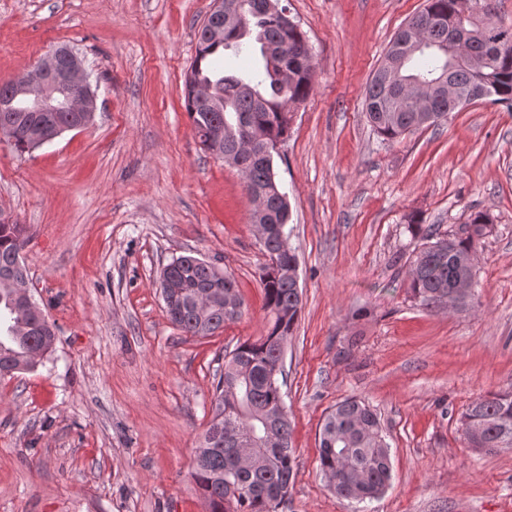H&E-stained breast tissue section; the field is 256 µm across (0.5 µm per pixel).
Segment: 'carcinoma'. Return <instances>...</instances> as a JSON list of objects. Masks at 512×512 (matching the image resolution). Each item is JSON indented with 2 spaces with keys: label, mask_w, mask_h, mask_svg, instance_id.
<instances>
[{
  "label": "carcinoma",
  "mask_w": 512,
  "mask_h": 512,
  "mask_svg": "<svg viewBox=\"0 0 512 512\" xmlns=\"http://www.w3.org/2000/svg\"><path fill=\"white\" fill-rule=\"evenodd\" d=\"M239 5L213 22V7L198 32L196 56L185 82V103L203 150L215 158L234 156L244 187L264 200L252 208L251 223L265 228L260 242L268 263L261 277L264 307L270 315L265 336L245 341L224 355V371L215 386L214 415L194 455V478L211 512H277L294 477L288 409L281 389L284 350L302 308L296 256L282 251L288 237L287 193L274 172V156L265 148L288 137L291 115L285 105L307 99L313 87L311 51L306 33L296 23L284 26L262 7L263 0H231ZM495 0H427L423 11L408 21L421 38L419 50L406 56L397 75L389 77V57L402 51L395 33L381 65L365 92V115L373 130L392 142L422 127L410 87L429 89L444 76L464 102L487 99L512 109V26L494 21ZM471 32L464 59L448 51L454 27ZM273 46L300 50L288 60V80L280 77L281 60ZM245 52L252 65L243 72L220 67L224 56ZM208 84L219 98L216 107L199 104L197 86ZM434 118H448L458 105L445 90L436 91ZM91 112H43L31 105L22 77L0 84V128L14 129L11 145L37 148L75 125L89 126ZM224 126V139L208 135ZM255 140L251 154L235 155L237 139ZM493 219L476 214L464 236L425 231V243L411 265L409 291L426 308L448 304L459 285L472 288V256L492 229ZM26 243L23 225L0 220V377L34 369L55 342L53 324L36 306L24 307L15 296V281L25 272L20 251ZM161 297L171 322L190 336H210L243 314L230 306L240 298L232 276L193 255H181L164 267ZM269 429L273 441L256 437ZM465 439L479 433L485 447L512 446V390L474 401L463 414ZM319 467L337 496L363 503L378 498L391 479V459L380 419L366 402L346 398L326 415L320 434Z\"/></svg>",
  "instance_id": "obj_1"
}]
</instances>
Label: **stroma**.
<instances>
[{"label": "stroma", "instance_id": "35a3bbf8", "mask_svg": "<svg viewBox=\"0 0 512 512\" xmlns=\"http://www.w3.org/2000/svg\"><path fill=\"white\" fill-rule=\"evenodd\" d=\"M315 67L274 155L302 310L285 349L295 476L278 512H512V447L463 438L479 398L512 389V110L480 100L383 141L367 83L425 0H283ZM212 0H0V82L65 44L97 88L88 128L18 152L0 140V212L26 225L35 303L56 325L35 370L0 378V512H210L192 476L215 375L263 336L267 259L240 172L205 153L184 99ZM494 218L467 309L410 295L418 220ZM194 255L231 274L241 319L173 325L159 274ZM376 409L391 480L351 502L319 469L323 420Z\"/></svg>", "mask_w": 512, "mask_h": 512}]
</instances>
